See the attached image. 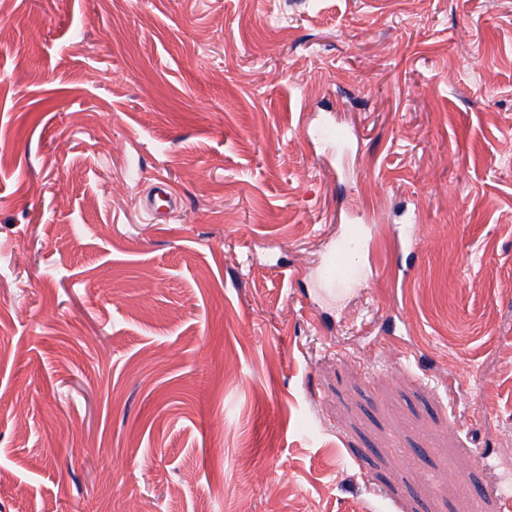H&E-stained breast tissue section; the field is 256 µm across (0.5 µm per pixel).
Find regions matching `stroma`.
I'll use <instances>...</instances> for the list:
<instances>
[{
    "instance_id": "stroma-1",
    "label": "stroma",
    "mask_w": 512,
    "mask_h": 512,
    "mask_svg": "<svg viewBox=\"0 0 512 512\" xmlns=\"http://www.w3.org/2000/svg\"><path fill=\"white\" fill-rule=\"evenodd\" d=\"M505 490L512 0H0V512ZM176 201L177 197L171 193L168 184L160 181L159 183H154L146 208L151 216L156 215L162 206H165L166 213L170 214L175 208ZM159 202L164 204L158 205ZM359 255L345 246L327 253L323 264V276L332 287L349 283L357 273Z\"/></svg>"
}]
</instances>
